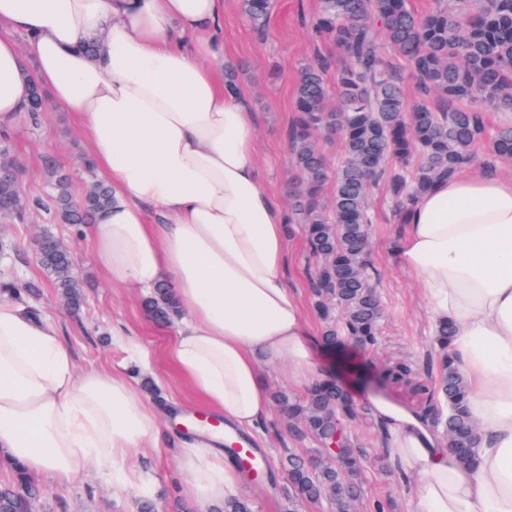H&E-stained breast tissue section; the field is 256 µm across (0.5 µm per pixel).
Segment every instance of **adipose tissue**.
<instances>
[{
  "label": "adipose tissue",
  "mask_w": 512,
  "mask_h": 512,
  "mask_svg": "<svg viewBox=\"0 0 512 512\" xmlns=\"http://www.w3.org/2000/svg\"><path fill=\"white\" fill-rule=\"evenodd\" d=\"M223 15L224 0H0V123L24 114L36 83L74 113L112 191L95 222L108 283L147 296L173 288L183 308L173 362L218 415L250 430L271 410L262 363L287 365L301 388L334 372L288 286L286 216L263 187L256 115L224 84ZM397 257L431 320L455 328L483 436L475 464H461L431 421L369 397L390 457L416 482L402 512H512V178L436 182L411 208ZM162 436L128 383L76 373L53 322L0 300V457L68 482L94 463L131 485L123 461ZM223 444L203 428L181 445L200 512L241 485Z\"/></svg>",
  "instance_id": "1"
}]
</instances>
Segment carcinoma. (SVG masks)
<instances>
[{
	"mask_svg": "<svg viewBox=\"0 0 512 512\" xmlns=\"http://www.w3.org/2000/svg\"><path fill=\"white\" fill-rule=\"evenodd\" d=\"M243 14L262 31L271 0H241ZM320 41L336 45L342 59L319 53L299 71L295 84L296 116L288 129L290 164L300 191L288 223L306 224L309 251L316 261L311 279L314 305L325 321L323 339L330 345L348 340L373 347L384 314L367 267L369 196L384 182L401 223L415 201L434 183L476 161L475 146L485 133L491 108L512 115V0H435L426 14L415 13L407 0H320L311 24ZM392 52L406 66L396 70ZM334 75L339 106L330 105L327 77ZM414 82L417 98L409 102L403 76ZM46 106L33 85L27 117L38 124ZM338 133L344 159L330 176L316 144L322 134ZM492 157L512 161V121L501 124L490 141ZM333 180L332 200L323 191ZM12 177H0V215L23 217L31 209L54 214L65 224L82 225L111 202L109 187L95 180L81 198L73 196L66 173L55 175L46 196L28 199ZM37 260L73 306L80 283L73 258L59 252L55 238L41 239ZM146 314L171 322L178 303L167 286L145 303ZM452 327H434L438 356L432 422L448 436L451 451L474 463L481 443L467 412L468 388L449 352ZM413 372L405 362L386 364L379 377L400 383ZM277 400L293 421L292 432L310 436L319 448L303 455L288 453L280 467L297 501H327L331 512H353L361 493L360 472L367 451L350 439L349 426L363 414L335 380L315 384L306 398ZM15 478L0 484V512H31L39 491L26 471L13 465Z\"/></svg>",
	"mask_w": 512,
	"mask_h": 512,
	"instance_id": "cac0c4a2",
	"label": "carcinoma"
}]
</instances>
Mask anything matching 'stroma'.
<instances>
[{
	"label": "stroma",
	"mask_w": 512,
	"mask_h": 512,
	"mask_svg": "<svg viewBox=\"0 0 512 512\" xmlns=\"http://www.w3.org/2000/svg\"><path fill=\"white\" fill-rule=\"evenodd\" d=\"M318 0H272L265 33H257L244 17L239 0L224 5V53L237 70L241 92L247 96L258 117V161L263 184L280 205L288 203L289 169L287 131L294 118V88L299 69L313 60L316 52H331L332 44H316L304 26L305 18L318 11ZM7 155L18 167L23 192L36 197L49 191L52 166L69 169L72 191L82 195L89 172L85 140L75 118L56 106H49L39 127L19 119L8 130ZM373 223L369 252L371 273L379 283L385 317L378 345L362 349L350 344L324 348L327 362L340 365L341 381L352 398L365 402L367 396H381L404 407L425 412L430 403L433 378L416 374L411 382L387 385L378 373L390 362L407 361L423 367L432 348L433 322L423 289L413 274L397 263L395 247L405 227L398 224L394 205L385 189L371 198ZM52 235L72 251L82 282L79 311H72L67 299L53 288L36 260L43 235ZM288 285L303 308L309 333L320 337L322 322L311 307L309 258L303 225L290 227L287 241ZM37 282L39 295L33 300L41 317L52 318L60 337L69 348L77 371L94 368L125 379L158 415L163 429L173 440L184 437L182 426L195 416L211 410L187 385L171 359L175 333L171 327L147 319L137 292L112 288L96 260L87 232L53 220L36 211L24 218L0 217V282ZM271 468L288 452L313 447L308 437L294 436L290 421L279 407L269 418L248 431ZM138 475L135 485H116L109 470L92 466L85 479L67 483L47 474H32L40 496L35 512H137L143 497L157 501L160 512H200L185 495L178 468L177 450L172 443L145 444L128 459ZM362 496L356 512H373L377 501L390 505L389 512H401L402 500L412 493L414 483L398 471L382 470L370 460L361 475ZM239 496L249 500L252 512H330L327 503H300L292 499L286 475L275 484L243 481Z\"/></svg>",
	"instance_id": "35a3bbf8"
}]
</instances>
